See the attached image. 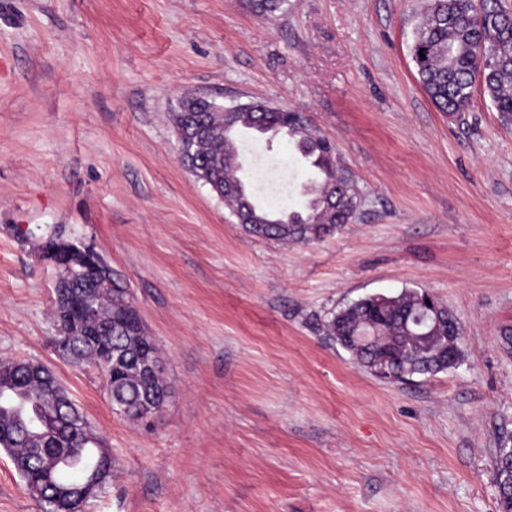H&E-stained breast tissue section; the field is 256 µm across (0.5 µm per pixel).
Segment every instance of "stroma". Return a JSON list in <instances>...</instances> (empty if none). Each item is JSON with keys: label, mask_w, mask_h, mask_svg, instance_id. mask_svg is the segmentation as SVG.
<instances>
[{"label": "stroma", "mask_w": 512, "mask_h": 512, "mask_svg": "<svg viewBox=\"0 0 512 512\" xmlns=\"http://www.w3.org/2000/svg\"><path fill=\"white\" fill-rule=\"evenodd\" d=\"M0 0V361L48 366L112 454L82 512H499L512 434V119L482 88L439 111L410 54L427 0ZM308 113L361 192L324 240L244 232L180 164L183 93ZM263 203L302 205L291 146L243 140ZM126 282L171 382L151 423L63 359L55 232ZM426 291L456 367L376 379L319 320ZM0 512H42L0 450ZM512 442V436H505L502 439V446L498 448L497 455L495 457L494 463L495 468L500 476L499 482V503H500V512H512V479H510L509 475H507L505 468L499 467V461L501 457H505L508 459H512V448L508 446L509 443Z\"/></svg>", "instance_id": "stroma-1"}]
</instances>
